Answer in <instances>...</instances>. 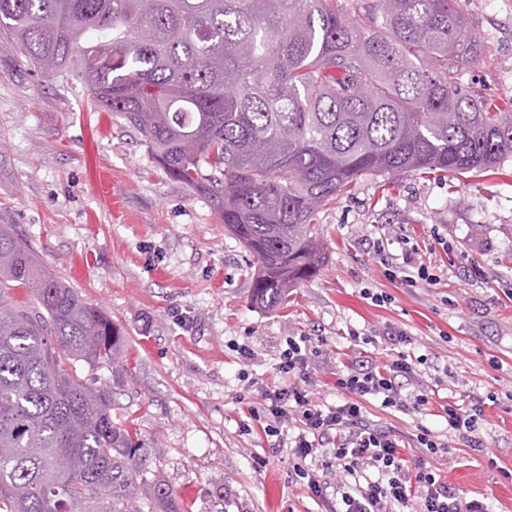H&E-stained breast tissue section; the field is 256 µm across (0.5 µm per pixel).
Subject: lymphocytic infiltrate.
Returning a JSON list of instances; mask_svg holds the SVG:
<instances>
[{"label":"lymphocytic infiltrate","instance_id":"obj_1","mask_svg":"<svg viewBox=\"0 0 512 512\" xmlns=\"http://www.w3.org/2000/svg\"><path fill=\"white\" fill-rule=\"evenodd\" d=\"M307 352L300 341L288 340L279 371L296 382L261 391L259 408L272 453L289 450L296 476L329 512H494L492 503L464 499L443 482L436 465L448 453L450 436L470 450H483V397L472 396L465 408L447 406L445 435L421 426L404 440L393 426L368 418L365 403L373 399L401 413L428 405L430 392L416 380L412 355L398 353L382 367L371 356L355 357L336 380L341 402L325 405L309 391ZM408 444L417 450L409 460L401 455ZM328 468L333 478H326Z\"/></svg>","mask_w":512,"mask_h":512}]
</instances>
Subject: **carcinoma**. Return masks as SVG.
Returning a JSON list of instances; mask_svg holds the SVG:
<instances>
[{
  "instance_id": "1",
  "label": "carcinoma",
  "mask_w": 512,
  "mask_h": 512,
  "mask_svg": "<svg viewBox=\"0 0 512 512\" xmlns=\"http://www.w3.org/2000/svg\"><path fill=\"white\" fill-rule=\"evenodd\" d=\"M0 36L212 199L263 307L321 269L316 213L351 186L512 157V97L461 83L483 50L463 0H0ZM120 341L0 224V512H128L138 434L75 367L111 364Z\"/></svg>"
}]
</instances>
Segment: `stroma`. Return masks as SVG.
<instances>
[{
	"label": "stroma",
	"instance_id": "35a3bbf8",
	"mask_svg": "<svg viewBox=\"0 0 512 512\" xmlns=\"http://www.w3.org/2000/svg\"><path fill=\"white\" fill-rule=\"evenodd\" d=\"M464 10L484 46L465 85L512 96V0H465ZM102 172L120 211L96 190ZM0 224L124 333L112 364L77 370L108 385L113 416L140 436L143 480L129 512H151L159 486L179 512H324L250 409L260 390L280 387L288 338L307 337L314 397L333 404L358 354L349 332L388 326L405 333L409 353L426 355L423 375L439 393L415 414L368 404L370 418L440 432L444 405L493 396L484 452L451 449L440 475L466 499L512 512V159L500 174L402 171L387 187L361 182L317 216L325 264L281 306L263 308L248 254L211 199L158 167L137 130L85 87L38 78L0 43ZM380 237L382 258L365 247ZM407 240L435 283L388 276ZM368 290L391 303L374 305Z\"/></svg>",
	"mask_w": 512,
	"mask_h": 512
}]
</instances>
